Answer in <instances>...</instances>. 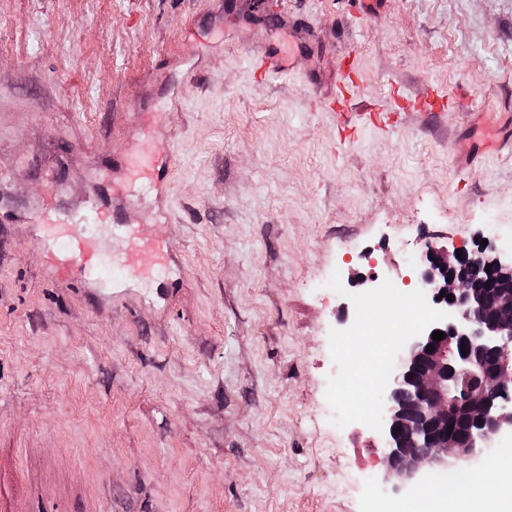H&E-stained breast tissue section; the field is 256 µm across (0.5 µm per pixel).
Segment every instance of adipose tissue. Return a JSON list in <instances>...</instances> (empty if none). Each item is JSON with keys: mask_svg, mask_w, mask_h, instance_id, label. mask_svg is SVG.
Instances as JSON below:
<instances>
[{"mask_svg": "<svg viewBox=\"0 0 512 512\" xmlns=\"http://www.w3.org/2000/svg\"><path fill=\"white\" fill-rule=\"evenodd\" d=\"M500 468L502 475L494 481L465 480L453 471L427 476L411 499L376 502L373 512H512V455Z\"/></svg>", "mask_w": 512, "mask_h": 512, "instance_id": "ef3b65f1", "label": "adipose tissue"}]
</instances>
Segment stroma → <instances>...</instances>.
<instances>
[{
    "mask_svg": "<svg viewBox=\"0 0 512 512\" xmlns=\"http://www.w3.org/2000/svg\"><path fill=\"white\" fill-rule=\"evenodd\" d=\"M286 55L255 74L249 52ZM350 112L451 98L344 138ZM512 0H0V494L11 512H369L376 430L425 244L512 243ZM166 141L163 195H116ZM169 241L148 279L78 281L45 218Z\"/></svg>",
    "mask_w": 512,
    "mask_h": 512,
    "instance_id": "35a3bbf8",
    "label": "stroma"
}]
</instances>
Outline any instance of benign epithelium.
<instances>
[{"instance_id":"benign-epithelium-1","label":"benign epithelium","mask_w":512,"mask_h":512,"mask_svg":"<svg viewBox=\"0 0 512 512\" xmlns=\"http://www.w3.org/2000/svg\"><path fill=\"white\" fill-rule=\"evenodd\" d=\"M478 260L490 275L512 277V250L479 245L457 254L431 244L406 276L404 285L424 291L429 311L392 354L381 391L384 484L395 492L412 490L427 470L447 466L450 458L467 461L512 433V292L494 295L496 314L485 318L486 290L466 274ZM437 331L444 339L433 340ZM484 353L494 356V365L482 362ZM460 417L469 420L463 434L449 428Z\"/></svg>"}]
</instances>
